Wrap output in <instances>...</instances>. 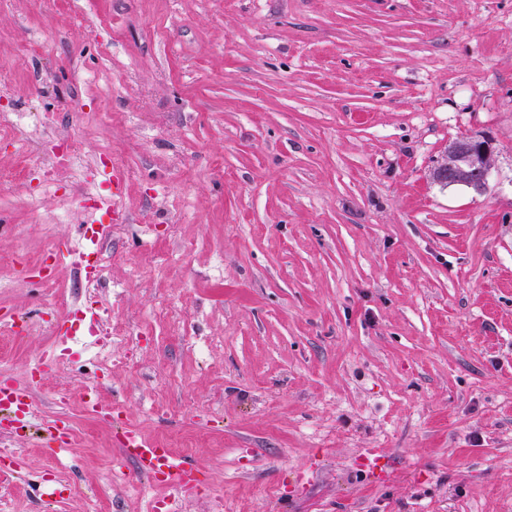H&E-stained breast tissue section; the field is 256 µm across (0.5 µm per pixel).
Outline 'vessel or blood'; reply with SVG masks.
<instances>
[{"label": "vessel or blood", "instance_id": "vessel-or-blood-1", "mask_svg": "<svg viewBox=\"0 0 512 512\" xmlns=\"http://www.w3.org/2000/svg\"><path fill=\"white\" fill-rule=\"evenodd\" d=\"M31 401V392L26 385L9 377L0 378V413L9 410L13 404ZM115 439L141 476L179 491L192 489L197 480V467L192 459L177 456L162 442L146 440L128 427L117 431Z\"/></svg>", "mask_w": 512, "mask_h": 512}]
</instances>
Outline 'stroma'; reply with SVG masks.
I'll use <instances>...</instances> for the list:
<instances>
[{"label":"stroma","instance_id":"stroma-1","mask_svg":"<svg viewBox=\"0 0 512 512\" xmlns=\"http://www.w3.org/2000/svg\"><path fill=\"white\" fill-rule=\"evenodd\" d=\"M1 82L111 153L129 221L35 203L45 133L0 125V376L79 353L32 390L72 449L1 430L0 512H512V0H0ZM462 136L484 192L431 178ZM78 308L127 322L110 370ZM46 425L56 448L59 450L69 448L71 442L68 422L60 416H50L46 419ZM114 437L141 476L179 491L193 488L197 481V467L192 459L175 455L160 441L144 439L132 428H121Z\"/></svg>","mask_w":512,"mask_h":512}]
</instances>
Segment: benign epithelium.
Wrapping results in <instances>:
<instances>
[{"instance_id": "obj_1", "label": "benign epithelium", "mask_w": 512, "mask_h": 512, "mask_svg": "<svg viewBox=\"0 0 512 512\" xmlns=\"http://www.w3.org/2000/svg\"><path fill=\"white\" fill-rule=\"evenodd\" d=\"M495 151L488 140L467 139L453 145L433 171V178L446 182L465 178L477 192L486 190L493 169Z\"/></svg>"}]
</instances>
